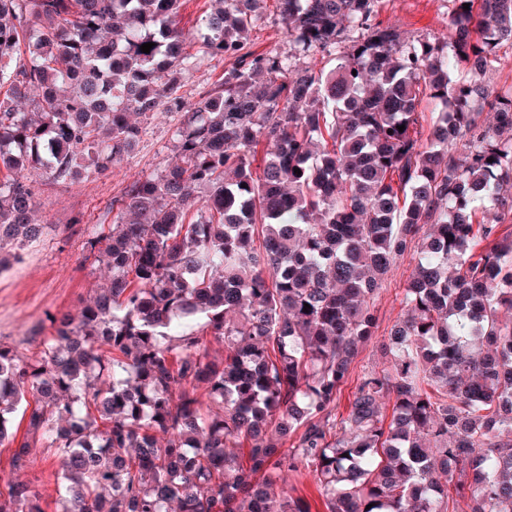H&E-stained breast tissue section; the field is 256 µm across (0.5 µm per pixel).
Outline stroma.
Here are the masks:
<instances>
[{
	"label": "stroma",
	"mask_w": 512,
	"mask_h": 512,
	"mask_svg": "<svg viewBox=\"0 0 512 512\" xmlns=\"http://www.w3.org/2000/svg\"><path fill=\"white\" fill-rule=\"evenodd\" d=\"M378 18L397 24L408 36L446 37L450 27L449 0H379ZM262 18L252 32L253 50L288 51L289 44L277 21L274 0H262ZM177 116L160 113L149 124V133L131 157L111 173L79 182L56 183L40 172L29 173L35 193L36 223L46 231L28 243L18 260L0 272V343L19 346L34 353L49 333L48 315L76 313L103 281L101 267L87 257V240L93 226L110 225L106 206L134 177L164 170L175 160L173 133ZM418 254L405 253L385 277L374 301L375 326L371 338L360 347L351 378L336 399L335 413L345 416L363 373L382 369L388 363L386 346L392 326L404 315L402 291ZM14 446L0 444V490L7 479L17 476L31 482L41 493L44 512H61L58 504V464L44 447L33 450L31 468L14 472Z\"/></svg>",
	"instance_id": "35a3bbf8"
}]
</instances>
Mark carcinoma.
<instances>
[{
	"label": "carcinoma",
	"instance_id": "cac0c4a2",
	"mask_svg": "<svg viewBox=\"0 0 512 512\" xmlns=\"http://www.w3.org/2000/svg\"><path fill=\"white\" fill-rule=\"evenodd\" d=\"M216 2L187 33L182 0H0V246L47 228L26 171L105 174L179 115V162L87 241L106 285L37 353L0 344V443L27 420L13 469L46 444L62 512H310L277 490L302 470L325 512H512V87L479 79L512 47V0H450L433 40L378 0H276L287 56L249 48L259 0ZM424 228L388 366L338 422L381 279ZM41 499L15 477L0 512ZM222 72V64L216 65L215 67H202L194 71L184 81V87L181 89V93H183L188 100H195L200 92L210 88Z\"/></svg>",
	"mask_w": 512,
	"mask_h": 512
}]
</instances>
